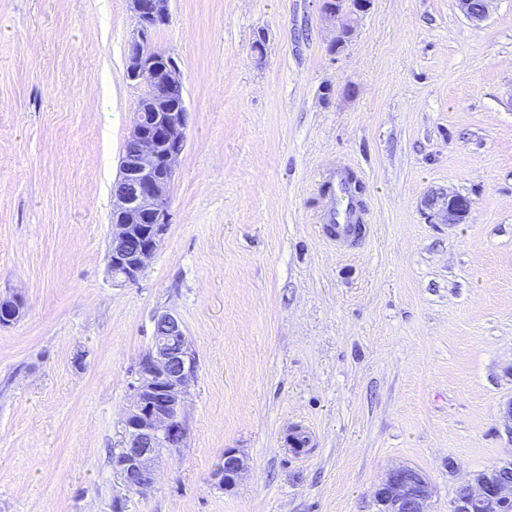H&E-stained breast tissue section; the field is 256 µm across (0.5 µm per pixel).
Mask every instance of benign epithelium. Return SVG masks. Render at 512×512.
I'll return each mask as SVG.
<instances>
[{"label":"benign epithelium","mask_w":512,"mask_h":512,"mask_svg":"<svg viewBox=\"0 0 512 512\" xmlns=\"http://www.w3.org/2000/svg\"><path fill=\"white\" fill-rule=\"evenodd\" d=\"M136 27L128 42L126 72L143 85V94L129 127L120 162L117 189L112 195V251L107 257L112 282H136L157 252L169 223L170 190L175 168L186 147L188 111L183 76L177 62L152 45L154 32L169 20L170 0H129ZM473 22L484 20L493 0H457ZM370 0H321L324 17L340 26L333 46L350 37V22L365 13ZM426 209L442 224H460L472 202L459 194H432ZM21 303L0 301V322L13 323ZM196 357L180 320L172 314L155 319L151 348L138 366L123 419V445L112 466L125 486L134 491L151 487L156 462L186 439L183 409L196 377ZM246 457L236 448L224 450L220 484L228 489L247 471ZM512 459L468 474L461 483L451 512H506L512 505ZM377 512H429L432 486L412 467L389 469L373 492Z\"/></svg>","instance_id":"7a95c632"}]
</instances>
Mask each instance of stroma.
I'll return each mask as SVG.
<instances>
[{
	"mask_svg": "<svg viewBox=\"0 0 512 512\" xmlns=\"http://www.w3.org/2000/svg\"><path fill=\"white\" fill-rule=\"evenodd\" d=\"M128 0H0V512H375L405 465L450 512L512 457V0H371L344 48L320 0H171L184 78L170 222L140 279L107 270L142 88ZM367 231L320 232L339 166ZM473 202L439 224L432 191ZM197 376L154 484L112 468L156 316ZM307 438L294 448L293 431ZM248 470L220 489L224 451Z\"/></svg>",
	"mask_w": 512,
	"mask_h": 512,
	"instance_id": "obj_1",
	"label": "stroma"
}]
</instances>
